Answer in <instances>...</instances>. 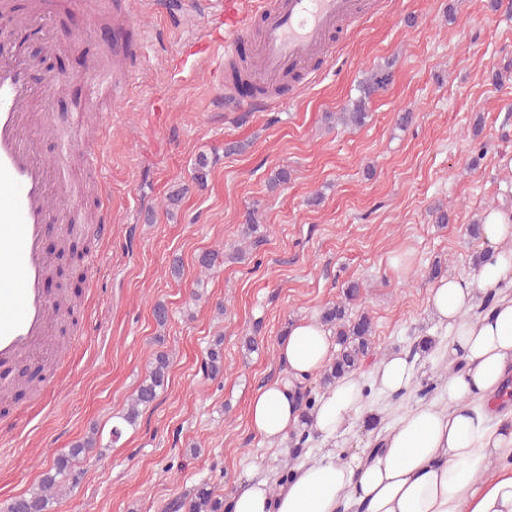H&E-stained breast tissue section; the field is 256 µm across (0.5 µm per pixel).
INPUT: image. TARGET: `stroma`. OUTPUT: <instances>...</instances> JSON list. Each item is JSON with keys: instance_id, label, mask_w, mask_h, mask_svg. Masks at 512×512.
<instances>
[{"instance_id": "35a3bbf8", "label": "stroma", "mask_w": 512, "mask_h": 512, "mask_svg": "<svg viewBox=\"0 0 512 512\" xmlns=\"http://www.w3.org/2000/svg\"><path fill=\"white\" fill-rule=\"evenodd\" d=\"M87 2L92 19L82 24L71 0H52L59 49L32 80L51 113L67 114L83 100L88 58H112L104 32L117 13L132 19L126 38L141 51L129 95L103 97L79 134L81 147L103 145L112 228L92 257L50 282L77 306L58 357L10 369L14 379L25 370L45 379L13 386L15 400L0 405V504L36 487L92 431L101 451L86 455L79 483L53 496L48 512H164L203 482L234 486L256 463L281 475L292 445L249 432L248 397L283 375L276 347L289 322L319 318L353 281L361 291L349 310L370 317L374 355L411 354L418 378L395 403L363 365L375 428L354 416L329 441L309 436L305 456L326 446L358 455L390 430L399 406L441 399L448 333L428 305L432 268L473 280L475 257L491 249L478 224L489 211L512 212V170L501 164L512 156V10L496 0H364V17L336 32L314 75L257 107L244 89L235 103L220 99V60L201 40L212 0L174 11L169 0H119L117 10ZM386 66L392 81L370 97L362 127L324 122ZM494 70L503 73L497 86ZM164 101L171 111H158ZM405 111L412 120L402 127ZM232 142L243 151L227 152ZM202 155L210 171L201 186L193 173ZM280 168L287 183L270 187ZM177 188L184 197L172 209L166 197ZM252 208L267 226L254 248L242 238ZM440 208L447 223L435 221ZM236 248L244 261L198 264L202 252ZM398 251L410 254L407 271L389 264ZM159 302L169 309L163 327L153 317ZM426 336L436 348L417 351ZM249 337L256 352L244 349ZM217 342L224 373L214 379L203 363ZM160 350L171 361L167 386L111 442L114 415Z\"/></svg>"}]
</instances>
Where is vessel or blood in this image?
Returning <instances> with one entry per match:
<instances>
[{"instance_id":"1","label":"vessel or blood","mask_w":512,"mask_h":512,"mask_svg":"<svg viewBox=\"0 0 512 512\" xmlns=\"http://www.w3.org/2000/svg\"><path fill=\"white\" fill-rule=\"evenodd\" d=\"M360 0H226L224 23L230 35L219 47L225 62L235 60L242 45L252 44L254 79L277 87L288 71L305 69L324 57L326 44L340 21L361 15ZM261 35L250 42L252 21ZM35 62L22 48L0 51V365L28 359L44 351L54 330V301L48 290L51 259L44 248L48 224L78 196L68 165L81 160L99 173V152L78 153L77 143L61 134V126L82 128L84 111L65 122L40 111L42 96L29 80ZM85 103L93 105L101 87L121 95L133 72L126 60L112 68L91 62ZM57 137V157L49 162L35 148L38 134Z\"/></svg>"}]
</instances>
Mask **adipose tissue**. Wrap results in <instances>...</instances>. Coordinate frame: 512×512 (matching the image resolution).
<instances>
[{
    "mask_svg": "<svg viewBox=\"0 0 512 512\" xmlns=\"http://www.w3.org/2000/svg\"><path fill=\"white\" fill-rule=\"evenodd\" d=\"M512 285V255L491 253L473 282L448 277L430 290L429 305L445 326L449 360L463 366L446 383L447 403L417 401L395 420L378 448L344 459L335 451L305 460L288 480L252 465L228 493L231 512H512V417L500 416L497 393L512 370V296L478 318L467 312L477 291ZM336 348L313 319L290 324L278 343L282 377L260 385L248 402V429L278 444L308 427L332 438L366 408L359 374L325 390L309 417L297 401L301 385ZM414 362L384 355L373 367L379 390L408 392Z\"/></svg>",
    "mask_w": 512,
    "mask_h": 512,
    "instance_id": "obj_1",
    "label": "adipose tissue"
}]
</instances>
